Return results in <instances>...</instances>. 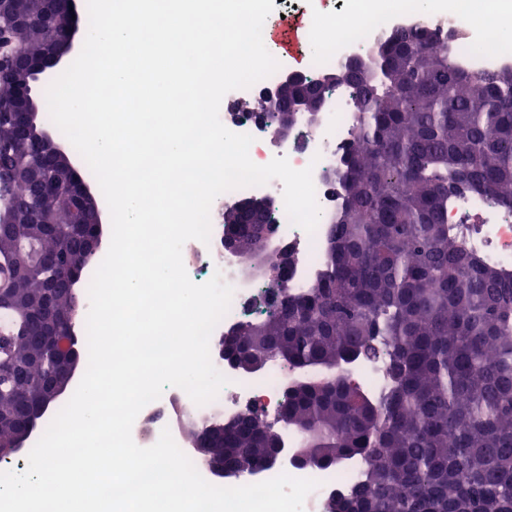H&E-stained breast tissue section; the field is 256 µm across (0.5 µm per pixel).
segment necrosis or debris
<instances>
[{
  "mask_svg": "<svg viewBox=\"0 0 512 512\" xmlns=\"http://www.w3.org/2000/svg\"><path fill=\"white\" fill-rule=\"evenodd\" d=\"M417 21L416 14L409 9L403 10L400 20L395 21L376 17L374 0H348L346 17L326 21L331 40L311 60L305 73L313 77L325 70L340 69L348 64L354 47L361 44L376 45L387 39L394 29L412 26ZM430 22L432 26L448 33V52L460 67L467 70H492L505 66V59L492 46V28L484 30L489 49L477 53L471 48L474 27L467 15L438 13L431 16ZM227 127L232 132L252 136L249 155L254 163L265 165L274 158L283 157L294 169H311L320 209L318 225L311 234L291 223L280 180L273 179L260 186L230 190L223 195L224 204L228 207L248 197L272 200L278 239L281 244L287 245L294 257L288 270V286L293 290L311 286L324 270V257L330 245L329 222L342 206L340 184L332 171L356 135L352 99L348 91L344 86H337L325 99L317 122L300 121L285 141L246 113L232 117ZM448 226L458 233L466 251L512 273L511 211L487 206L483 198L470 196L449 204ZM220 233V225H212L209 243L187 241L182 249V257L191 280L203 284L218 274L233 287L230 309L220 321L221 326L229 329L263 316L271 282L246 274L239 259L233 255H220L217 250ZM226 376L228 382L221 388L217 398L203 406L196 405L180 388H166L158 400L147 404L138 414L132 427L134 442L141 447L152 446L165 428L170 429L175 442H182L179 415L183 412L195 414L201 419L219 414L231 419L243 412L252 411L265 421L278 422L285 386L279 363H269L265 370L249 375L230 370ZM297 446L296 437L288 436L286 451L278 465L233 479V486L260 483L283 473L295 478L312 479L317 486L306 497L303 512H324L326 503L332 497L350 492L362 468V460L358 457L349 458L334 469L313 470L294 463Z\"/></svg>",
  "mask_w": 512,
  "mask_h": 512,
  "instance_id": "1",
  "label": "necrosis or debris"
}]
</instances>
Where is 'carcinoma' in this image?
<instances>
[{
	"mask_svg": "<svg viewBox=\"0 0 512 512\" xmlns=\"http://www.w3.org/2000/svg\"><path fill=\"white\" fill-rule=\"evenodd\" d=\"M31 70H0V101L44 65L45 27L14 35ZM283 88L282 99L323 97L346 85L357 141L343 158V209L332 224L328 272L283 291L273 326L245 323L231 341L243 363L285 353L291 370L283 419L319 470L349 457L366 466L351 494L326 512H512V276L466 255L448 229V203L476 194L512 209V68L460 69L436 28L396 30L360 66ZM16 136L0 115V448L23 434L26 409L47 399L61 361L47 337L75 324L80 285L98 258L91 224H56L72 198L34 195L18 173L38 158L56 182L82 177L44 143ZM262 224H240L248 266L265 261ZM45 259L29 262L30 251ZM380 363L377 395L338 373ZM255 418L224 447L265 460Z\"/></svg>",
	"mask_w": 512,
	"mask_h": 512,
	"instance_id": "1",
	"label": "carcinoma"
}]
</instances>
